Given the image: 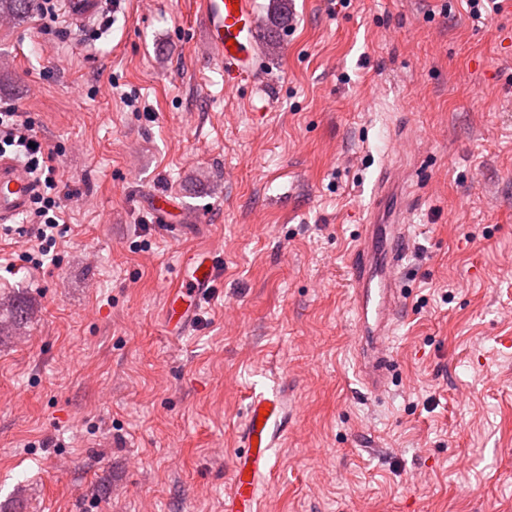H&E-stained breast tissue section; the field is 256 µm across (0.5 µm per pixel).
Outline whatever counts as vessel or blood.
<instances>
[{
  "label": "vessel or blood",
  "mask_w": 512,
  "mask_h": 512,
  "mask_svg": "<svg viewBox=\"0 0 512 512\" xmlns=\"http://www.w3.org/2000/svg\"><path fill=\"white\" fill-rule=\"evenodd\" d=\"M70 28L86 29L101 13L104 0H62ZM194 9L207 30L211 56L223 62L229 82L260 75L257 52L263 30L255 22L254 0H195ZM37 183L18 161L0 156V223L9 224L25 214ZM408 187L392 176L375 184L379 201L395 200L392 211L373 209L361 225L351 252L350 277L354 288L356 369L373 395L387 392L394 355L390 335L404 308L405 290L399 269L410 238L404 222ZM221 272L219 260L203 255L166 292L163 317L170 335H182L195 325ZM293 403L286 384L251 395L240 430V450L233 464L234 478L224 499V512H256L263 485L274 464L271 448L288 434V413Z\"/></svg>",
  "instance_id": "1"
}]
</instances>
